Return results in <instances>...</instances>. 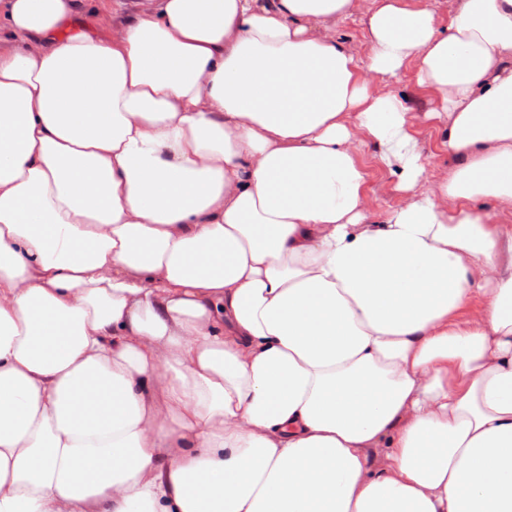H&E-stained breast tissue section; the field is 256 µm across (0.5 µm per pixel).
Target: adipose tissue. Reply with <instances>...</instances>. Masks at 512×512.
I'll return each mask as SVG.
<instances>
[{
	"label": "adipose tissue",
	"instance_id": "obj_1",
	"mask_svg": "<svg viewBox=\"0 0 512 512\" xmlns=\"http://www.w3.org/2000/svg\"><path fill=\"white\" fill-rule=\"evenodd\" d=\"M74 6L0 0V512H512V0ZM78 14L81 21L85 22L88 28L79 24L74 25V29L65 31L64 36L70 35L73 31L88 30L97 36H108L112 34V7L114 21H117L124 15V7L118 6L115 0L99 1V0H81L79 1ZM101 2L107 3L102 5ZM336 39L352 49L360 58L367 54L368 43L363 25L358 16H353L336 24ZM386 90L402 99L412 112H422L426 108L425 97L416 83L414 64H409L403 70L398 81L390 84ZM414 134L423 150L430 173L441 174L450 168L451 159L438 147L440 134L437 130L431 126L420 125L415 128ZM361 160L364 162L368 173V209L372 221H380L387 212L401 204L402 199L398 194L389 190L392 176L389 171L379 164L375 154L376 148L367 142L358 146Z\"/></svg>",
	"mask_w": 512,
	"mask_h": 512
}]
</instances>
